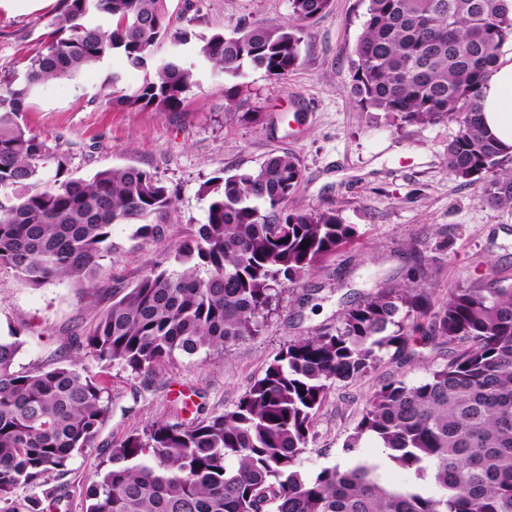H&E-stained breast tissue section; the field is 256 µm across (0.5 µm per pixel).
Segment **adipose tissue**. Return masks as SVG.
I'll return each mask as SVG.
<instances>
[{
	"label": "adipose tissue",
	"mask_w": 512,
	"mask_h": 512,
	"mask_svg": "<svg viewBox=\"0 0 512 512\" xmlns=\"http://www.w3.org/2000/svg\"><path fill=\"white\" fill-rule=\"evenodd\" d=\"M481 118L494 138L512 147V54L500 58L485 84Z\"/></svg>",
	"instance_id": "1"
}]
</instances>
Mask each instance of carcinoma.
<instances>
[{"mask_svg":"<svg viewBox=\"0 0 512 512\" xmlns=\"http://www.w3.org/2000/svg\"><path fill=\"white\" fill-rule=\"evenodd\" d=\"M289 2L284 27L206 36L180 25L193 22L189 0L178 14L168 0H62L44 51L22 77L0 82V267L31 288L70 280L90 297L112 258V226L147 233L148 219L173 203L139 167L74 175L66 154L25 122L35 86L114 54L144 68L167 43L152 76L110 102L173 112L200 86L197 66L208 64L224 73L229 108L245 67L285 79L301 65L306 25L332 0ZM510 38L508 0H368L350 69L362 111L395 125H455L448 173L478 185V200L493 209L512 205V169L502 168L507 154L479 112ZM301 180L296 158L272 153L254 169L206 181L207 222L175 267L156 266L114 292L56 362L18 369L22 341L0 337V502L45 485L94 447L110 399L72 350L139 374L177 353L228 349L259 335L286 284L353 242L355 227L332 209L283 211ZM416 333L448 345V362L417 385L376 390L343 445L347 463L303 473L298 461L331 385L374 369ZM365 436L414 480L386 483L380 465L358 454ZM102 464L86 512H512V284L457 288L439 305L419 285L383 288L346 309L334 329L289 344L233 409L186 425L154 422L109 448ZM45 499L59 503L61 494L43 491L30 512H47Z\"/></svg>","mask_w":512,"mask_h":512,"instance_id":"1","label":"carcinoma"}]
</instances>
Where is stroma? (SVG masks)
I'll return each instance as SVG.
<instances>
[{
    "mask_svg": "<svg viewBox=\"0 0 512 512\" xmlns=\"http://www.w3.org/2000/svg\"><path fill=\"white\" fill-rule=\"evenodd\" d=\"M193 3L195 29L205 34L252 22L278 28L291 14L289 0ZM367 5L368 0H332L307 26L301 66L281 80L247 69L243 91L229 110L223 74L208 70L176 112L106 103L101 85L107 75L120 72L129 92L146 77L117 55L75 78L33 89L26 121L58 141L74 173L132 165L154 173L176 197L158 219L156 233L142 234L133 224L113 226L112 258L92 297L67 282L32 289L11 269L0 268V336L19 334L17 367L55 360L111 305L114 290L135 285L153 266H170L207 221L202 184L256 168L271 153L292 155L302 170L285 211L332 209L357 230L352 245L282 291L260 335L226 350L178 354L140 374L85 358L88 373L112 400L111 412L95 450L75 456L64 474L49 477V486L66 494L61 512H85L86 491L100 479L105 448L154 422L233 409L288 344L336 326L345 309L382 288L406 284L409 269L424 267L422 284L437 303L458 287L491 279L512 283V207L482 205L477 186L449 175L454 126L398 127L383 113L362 111L351 95L350 67ZM60 8L61 0H28L23 7L0 0V79L22 75L42 52L48 23ZM245 112L259 113V121H242ZM447 361V346L412 343L383 354L364 376L332 385L300 458L301 471L313 474L344 461L343 444L381 386L393 380L419 383Z\"/></svg>",
    "mask_w": 512,
    "mask_h": 512,
    "instance_id": "stroma-1",
    "label": "stroma"
}]
</instances>
